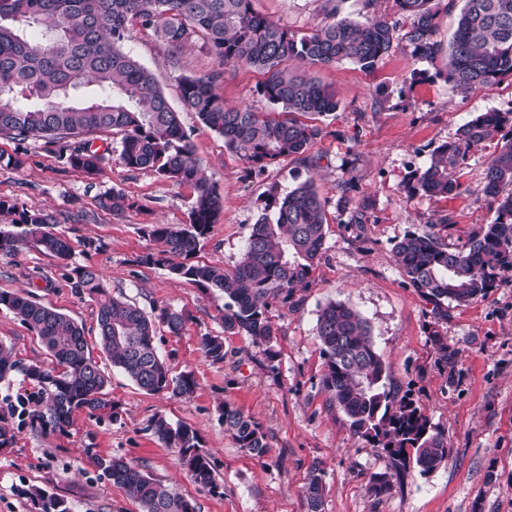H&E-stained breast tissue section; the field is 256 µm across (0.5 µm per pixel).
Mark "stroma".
Listing matches in <instances>:
<instances>
[{"label":"stroma","mask_w":512,"mask_h":512,"mask_svg":"<svg viewBox=\"0 0 512 512\" xmlns=\"http://www.w3.org/2000/svg\"><path fill=\"white\" fill-rule=\"evenodd\" d=\"M253 7L298 34L331 21L325 0H253ZM126 49L153 71L172 101L181 76L219 68L197 44L172 64L164 42L142 27L134 29ZM445 63L442 57L417 58L401 38L374 70L350 62L315 70L339 101L336 112L313 119L323 130L310 149L319 159L310 174L328 201L324 250L299 294V310L272 311L279 353L272 369L249 336L223 334L216 302L202 289L172 279L165 269L137 263L154 247L143 233L145 225L187 222L194 199L189 186L129 170L114 157L92 183L40 141L27 143L23 170L0 166V198L55 215V232L73 245L72 265L95 268L112 293L144 309L171 306L189 313L181 335L161 327L155 343L174 373H191L196 381L188 396L148 394L111 370L108 390L116 419L80 411L62 433L38 434L27 418L0 409L16 434L13 447L0 449V512H35L23 495L34 485L54 489L74 512H139L98 467V459L109 457L132 461L175 485L197 512H306L303 487L316 461L326 485L322 512H512V277L487 297L450 304L447 320L437 323L431 304L410 285L395 258L394 247L407 232L442 215L453 218L438 230L452 247L465 245L495 218L480 196L430 198L405 189L412 173L424 168L432 151L453 138L460 125L512 107L511 77L464 96L449 88ZM223 71L217 92L226 104L269 111L257 93L262 74L244 66ZM181 122L223 203L197 258L232 267L269 194L287 193L309 173L291 157L247 168L195 113H182ZM351 177L358 197L371 203L363 224L349 223L336 210L340 186ZM112 188L136 201V208L120 217L101 210L97 196ZM69 273V267L35 250L0 254V288L30 291L82 324L92 359L105 364L97 342V305L75 293ZM331 301L352 306L368 320L388 384L412 392L445 431L451 448L446 466L428 475L411 473L379 499L369 493L368 481L385 469L386 458L351 434L342 412L328 407L321 385L325 365L316 321L319 309ZM435 330L458 352L456 379L435 363L430 341ZM206 332L223 334L224 363L202 355L199 337ZM0 342L24 364L50 362L36 334L1 308ZM227 404L261 424L268 442L265 458L255 459L225 433L221 414ZM159 412L197 432L217 493L201 490L153 435L149 423Z\"/></svg>","instance_id":"obj_1"}]
</instances>
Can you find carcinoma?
Returning a JSON list of instances; mask_svg holds the SVG:
<instances>
[{
	"label": "carcinoma",
	"mask_w": 512,
	"mask_h": 512,
	"mask_svg": "<svg viewBox=\"0 0 512 512\" xmlns=\"http://www.w3.org/2000/svg\"><path fill=\"white\" fill-rule=\"evenodd\" d=\"M328 2L334 21L297 35L257 12L252 0H0V138L19 145L42 140L70 168L94 181L110 150L93 148L88 136L110 131L120 137L122 166L150 170L162 180L192 187L196 196L188 222L146 225L143 233L156 249L141 256L139 263L163 267L173 279L223 300L218 312L224 332L251 337L272 370L277 327L270 310L275 303L291 311L299 308L296 294L307 285L323 253L326 201L310 177L282 196L272 192L266 208L274 209V219L264 214L252 225L243 257L232 270L197 261L200 243L218 220L222 200L217 182L203 171L180 112L197 114L205 127L224 139L227 150L250 166L290 156L307 168L315 166L317 158L307 151L321 137L322 128L297 116L334 112L338 101L316 78L289 70L288 60L320 67L347 61L371 71L397 40L396 27L371 11L374 0H364L369 14L361 21L338 16V5ZM394 2L412 20L404 37L413 52L435 59L442 53L432 39L435 0ZM137 26L154 29L175 65L182 50L200 36L219 65L261 71L265 79L257 92L281 112L225 106L217 93L223 73L217 70L180 77V109H175L154 74L125 50ZM30 29L41 30L45 42L30 40ZM446 70L448 85L462 95L512 76V0H462L448 42ZM494 139L496 149L478 186L494 205V221L460 249L425 230L407 233L395 246L397 262L410 284L432 304L438 321L448 318V304L485 297L512 273V109L485 112L464 123L408 184L410 193L428 197L469 191L458 173L476 145ZM97 204L117 216L136 207L114 189L98 195ZM6 214L15 230L0 231L1 253L34 249L61 262L71 260L70 240L50 230L56 223L53 214L0 199V216ZM69 280L77 293L97 303L98 338L112 367L148 394L183 396L193 391V376L172 375L154 343L159 325L174 336L181 333L186 323L183 311L166 306L148 312L114 297L103 275L89 266L72 267ZM0 307L33 330L52 357L48 368L24 365L12 347L0 343V382L8 383L20 373L37 383L38 397L45 401L28 412L34 431L63 432L81 410L114 417L109 375L89 356L83 326L19 291L0 289ZM316 331L329 406L347 416L353 435L387 459L385 470L371 476L369 492L381 498L411 470L426 475L447 464L450 447L444 431L418 401L408 394L398 396L383 381L384 363L368 321L353 307L331 301L319 310ZM430 340L436 364L454 380L456 350L437 331ZM199 344L207 360L224 363L223 336L207 332ZM223 421L224 431L238 447L258 459L265 457L267 437L257 421L228 405ZM150 429L174 449L201 489L219 488L195 430L162 414L152 418ZM100 466L138 503L140 512H196L191 501L121 457L105 459ZM22 495L33 502L36 512H72L65 500L45 488L31 487ZM324 495L323 469L315 462L304 487L306 512H322Z\"/></svg>",
	"instance_id": "obj_1"
}]
</instances>
